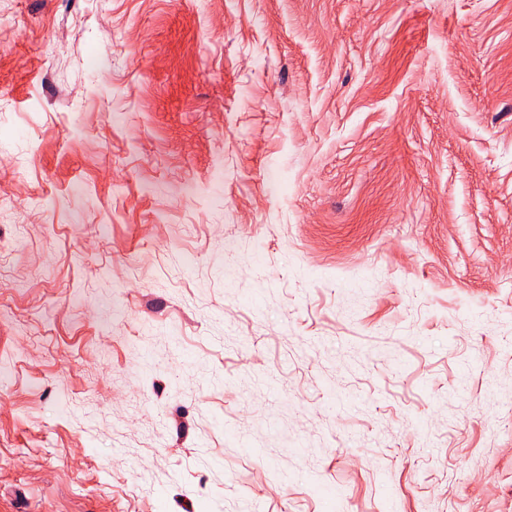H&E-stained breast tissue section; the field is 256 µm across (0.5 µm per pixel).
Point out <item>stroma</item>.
<instances>
[{"instance_id":"1","label":"stroma","mask_w":512,"mask_h":512,"mask_svg":"<svg viewBox=\"0 0 512 512\" xmlns=\"http://www.w3.org/2000/svg\"><path fill=\"white\" fill-rule=\"evenodd\" d=\"M0 512H512V0H0Z\"/></svg>"}]
</instances>
